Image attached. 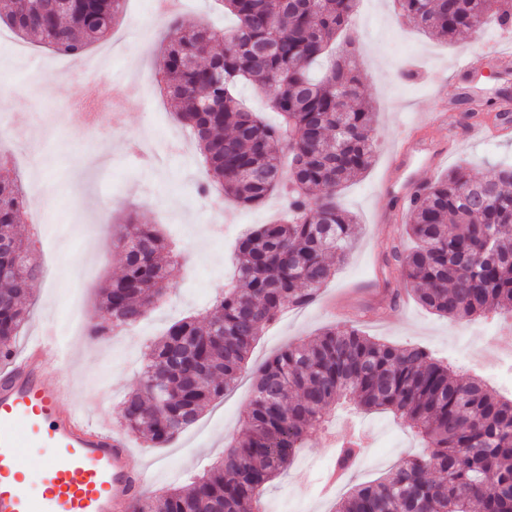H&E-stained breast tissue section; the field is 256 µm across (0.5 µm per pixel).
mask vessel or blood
Here are the masks:
<instances>
[{
	"label": "vessel or blood",
	"instance_id": "obj_1",
	"mask_svg": "<svg viewBox=\"0 0 512 512\" xmlns=\"http://www.w3.org/2000/svg\"><path fill=\"white\" fill-rule=\"evenodd\" d=\"M53 342L44 332L0 373V512H130L144 460L106 418L78 410L71 383L47 378L64 357Z\"/></svg>",
	"mask_w": 512,
	"mask_h": 512
}]
</instances>
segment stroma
Here are the masks:
<instances>
[{"label": "stroma", "instance_id": "obj_1", "mask_svg": "<svg viewBox=\"0 0 512 512\" xmlns=\"http://www.w3.org/2000/svg\"><path fill=\"white\" fill-rule=\"evenodd\" d=\"M169 25L166 19L153 20L150 0H127L108 37L83 53V62L96 63L107 80L128 92L124 124L115 129L108 118L90 123L71 107L70 84L63 77L71 58L20 39L0 24L5 40L0 74L15 91L11 99L0 101V125L6 128L0 149L9 153L11 172L21 184L43 189L32 223L19 227L42 274L32 284L31 315L18 343L26 345L42 323H50L56 343L68 354L66 369L77 391L76 405L87 413L106 410L114 425L122 400L139 384L146 346L171 323L210 307L228 282L237 238L284 212L276 194L249 207L227 198L223 211H215L211 199L196 193L205 168L193 139L185 138L176 152L167 147L179 124L156 63ZM495 45L512 46V31L491 23L478 37L465 35L451 43L420 32L401 15L396 0H358L336 39L337 54L355 57L361 94L374 112L375 159L339 192L358 233L317 299L284 312L263 329L250 364L273 357L288 344L313 340L334 325H354L397 346L424 347L466 379L483 372L482 337H493L498 350L512 353V316L490 313L457 321L429 313L382 262L385 244L405 237L407 210L399 205L403 193L460 164L480 178L501 163H512V131L502 132L501 121L492 117L481 125L473 123L463 104L467 97L486 100L512 93V72L501 71L491 52ZM473 53L485 56L481 70L453 75L456 63ZM442 105L454 109L459 128L447 161L432 169L425 158L438 135L419 123L422 114ZM412 125L418 132L409 156L396 181L388 182L393 147L401 130ZM129 218L156 225L174 239L181 258L171 271L168 295L147 311L132 342L113 344L75 335L72 294L81 291L85 317L95 321L99 289L122 267L123 253L112 243L111 227ZM394 289L399 292L395 298L390 295ZM251 394L252 379L243 376L162 447L151 448L138 436H129V444L145 456L151 477L148 496L184 484L220 459L242 428ZM368 425L379 428L381 437L363 448L347 478L336 481V452L324 446L325 433L361 431ZM422 450L421 438L404 419L343 403L298 449L288 469L270 482L262 505L268 512H335L354 485L377 479Z\"/></svg>", "mask_w": 512, "mask_h": 512}]
</instances>
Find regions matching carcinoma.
I'll return each mask as SVG.
<instances>
[{"label": "carcinoma", "mask_w": 512, "mask_h": 512, "mask_svg": "<svg viewBox=\"0 0 512 512\" xmlns=\"http://www.w3.org/2000/svg\"><path fill=\"white\" fill-rule=\"evenodd\" d=\"M0 0V22L55 52L79 58L104 39L125 0ZM236 24L173 22L159 70L176 102L177 121L194 135L206 179L197 193L221 189L243 205L284 191L288 220L262 224L239 244L235 274L212 307L172 323L145 354L139 387L122 403L126 430L160 446L235 383L263 327L287 308L316 299L355 235L338 190L374 161L373 112L358 103L359 82L347 56L334 57L336 33L358 0H220ZM425 32L455 40L490 21L512 24V0H398ZM221 41L224 49L213 51ZM268 95L280 116L265 123L244 106L238 87ZM30 210L16 181L0 177V362L15 355L28 319L30 284L39 276L15 232ZM413 246H386V263L416 301L450 319L498 310L512 315V164L484 180L459 165L420 187L408 209ZM124 254L119 279L100 288L104 338L137 324L166 294L163 256L176 247L150 224L130 222L113 235ZM350 395L367 411L408 421L425 451L378 481L340 499L336 512H512V398L480 378L454 376L420 347L383 343L355 327H330L311 342L290 344L254 371L240 435L203 474L132 512H262L265 486L287 469L307 437ZM360 448H339L347 471Z\"/></svg>", "instance_id": "cac0c4a2"}]
</instances>
